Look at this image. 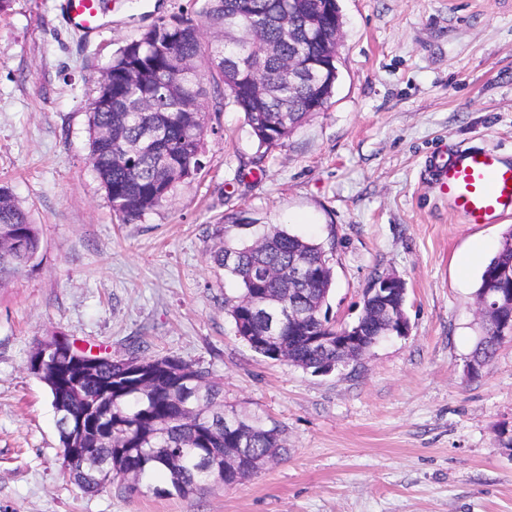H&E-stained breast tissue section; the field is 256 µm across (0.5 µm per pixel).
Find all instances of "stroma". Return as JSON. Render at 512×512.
<instances>
[{
  "mask_svg": "<svg viewBox=\"0 0 512 512\" xmlns=\"http://www.w3.org/2000/svg\"><path fill=\"white\" fill-rule=\"evenodd\" d=\"M339 78L326 112L273 148L265 174L243 113L226 107L205 167L171 203L122 223L88 163L89 103L113 53L203 0H113L84 37L59 0L0 13V186L42 249L0 289V512H512V338L479 375L475 292L512 218L466 224L425 162L442 147L512 155V5L505 0H338ZM333 245L337 324L381 273L407 287L410 333L327 375L256 355L210 253L265 225ZM481 260L461 261L473 247ZM58 334L108 353L139 346L224 385L225 404L276 422L284 452L242 484L186 498L83 494L64 468L47 386L27 369Z\"/></svg>",
  "mask_w": 512,
  "mask_h": 512,
  "instance_id": "35a3bbf8",
  "label": "stroma"
}]
</instances>
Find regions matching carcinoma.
I'll return each instance as SVG.
<instances>
[{
  "label": "carcinoma",
  "mask_w": 512,
  "mask_h": 512,
  "mask_svg": "<svg viewBox=\"0 0 512 512\" xmlns=\"http://www.w3.org/2000/svg\"><path fill=\"white\" fill-rule=\"evenodd\" d=\"M288 13L287 0H207L200 12L218 35L203 43L190 19L153 25L139 38L119 47L112 71V109L89 112V158L113 213L125 222L156 211L204 168L208 124L231 105L244 114L259 147L270 150L314 113L312 93L305 88L288 96L282 77L293 53L275 23ZM213 84V111L202 101ZM0 287L34 265L41 249L38 225L0 186ZM264 240L235 247L231 240L211 252L224 268V254L235 255L228 273L239 283L224 298L237 335L254 353L274 360L275 349L260 348L263 318L251 310L249 299L259 294L278 298L293 311L283 324L279 347L289 350L298 367L316 371L330 357L310 349L305 336H334L328 296L334 277L333 248L287 230L263 228ZM512 262V229L503 233L497 254L483 268L477 294L490 271ZM485 339L474 349L484 363L502 341L497 329L485 325ZM50 348L39 379L47 386L63 448L90 449L92 463L107 461L139 477L145 493L170 496L204 494L219 486L242 483L256 471L228 473L220 483L206 474L223 472L224 451L258 459L282 440H270L271 429L256 413L224 408V390L207 370L172 357H146L133 348L120 359L97 355L98 365L87 375L72 366V358ZM88 397L107 405L104 431L88 434L84 443L72 441L61 427L59 412L81 415ZM85 494L107 487L97 473L73 476Z\"/></svg>",
  "instance_id": "1"
}]
</instances>
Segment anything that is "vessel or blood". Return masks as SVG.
Masks as SVG:
<instances>
[{"label":"vessel or blood","instance_id":"obj_1","mask_svg":"<svg viewBox=\"0 0 512 512\" xmlns=\"http://www.w3.org/2000/svg\"><path fill=\"white\" fill-rule=\"evenodd\" d=\"M68 25L85 34L104 29L110 0H64ZM446 191L449 206L468 224H491L512 213V160L498 151L470 147L426 162Z\"/></svg>","mask_w":512,"mask_h":512}]
</instances>
